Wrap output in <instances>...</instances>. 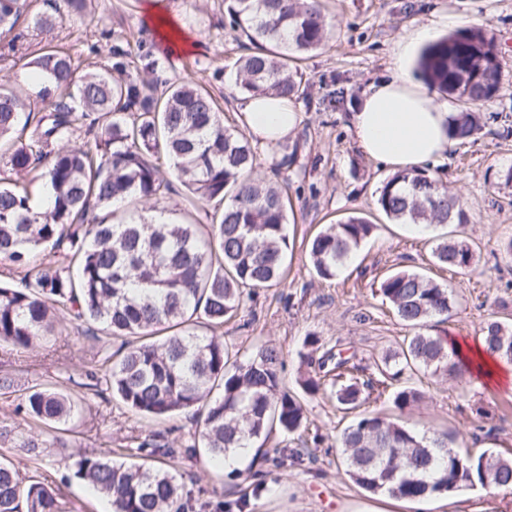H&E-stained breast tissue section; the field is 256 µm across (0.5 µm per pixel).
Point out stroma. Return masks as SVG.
<instances>
[{
  "label": "stroma",
  "mask_w": 512,
  "mask_h": 512,
  "mask_svg": "<svg viewBox=\"0 0 512 512\" xmlns=\"http://www.w3.org/2000/svg\"><path fill=\"white\" fill-rule=\"evenodd\" d=\"M151 3L158 11L176 14L196 43L192 52L179 57L154 46L162 79L206 87L225 125L237 126L241 95L234 89L233 75L244 40L228 28L224 0H90L83 16L57 14L55 27L42 39L69 52L81 71L93 70L111 62L113 46L134 47L149 40L145 9ZM323 8L332 34L324 47L300 55L297 62L310 80V99L301 102L302 121L287 139L288 144H302L303 150L282 182L293 210L285 273L277 285L256 289L252 300L220 330L225 348L242 358L261 345H276L284 357V384L294 392L308 334L319 336L325 348L366 376L387 352L399 348L410 330L378 291L384 276L397 270L422 272L451 289L455 304L447 321L433 325L432 335L471 341L481 336L488 321L512 322V256L503 250L512 240V182L504 180L512 168V0H323ZM484 23L497 35L499 91L477 108L481 131L455 142L447 159L430 167L449 193L462 198L468 221L395 223L377 204L390 172L359 151L351 114L369 86L389 75L393 47L401 36L428 25L437 40L463 26ZM129 206L144 213L158 206L172 221L202 225L215 209L211 202L189 205L181 186L161 203L135 199ZM350 216L366 218L375 230L335 278L322 279L311 264L309 244L328 225ZM441 235L475 248L469 269L451 273L435 263L431 250ZM120 346L117 338L86 336L64 312L54 332L35 348L19 352L0 344V372L14 380L11 392L0 395V426L11 429L15 438L0 446V453L24 482L52 484L61 512L110 508L105 497L73 477L70 457L113 447L119 451L118 461L140 464L147 457L139 445L155 434L181 448L176 457L161 460V467L176 473L197 502H223L226 512H512V494L480 488L462 491L445 503L437 498L404 502L363 491L336 456L337 438L353 416L338 409L326 391L301 398L308 428L304 442L272 428L253 465L269 490L245 497L243 483L229 478L220 464L185 453V446L194 442L189 416L149 419L86 387L99 349ZM413 384L422 398L404 413L407 425L454 434L464 451H512V390L430 373L414 376ZM38 388L64 392L77 403L70 421L46 425L16 416L26 393ZM34 434L49 443L37 460L16 446ZM284 446L299 448L300 460L285 467L265 460V452Z\"/></svg>",
  "instance_id": "obj_1"
}]
</instances>
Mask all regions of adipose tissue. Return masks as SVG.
Instances as JSON below:
<instances>
[{"label": "adipose tissue", "instance_id": "adipose-tissue-1", "mask_svg": "<svg viewBox=\"0 0 512 512\" xmlns=\"http://www.w3.org/2000/svg\"><path fill=\"white\" fill-rule=\"evenodd\" d=\"M431 36L419 27L396 42L389 79L371 85L351 116L354 141L362 154L397 170L420 168L445 160L453 143L456 114L415 83L405 67L414 44ZM238 119L260 147L271 150L300 123L298 104L271 96H249L240 103ZM469 372L484 385H512V365L489 353L484 340L451 337Z\"/></svg>", "mask_w": 512, "mask_h": 512}]
</instances>
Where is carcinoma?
<instances>
[{
  "mask_svg": "<svg viewBox=\"0 0 512 512\" xmlns=\"http://www.w3.org/2000/svg\"><path fill=\"white\" fill-rule=\"evenodd\" d=\"M224 5L230 27L247 40L235 89L246 96L305 98L309 80L293 63L329 39L320 0ZM22 20L40 33L55 25L53 14L33 9V0H0L1 48H14ZM419 67L430 85L463 105L453 138L473 136L479 118L472 107L492 100L499 89L493 29L465 26L428 44ZM22 68L44 81L39 97L51 110L29 125L30 100L0 84V142H12L0 164L19 174L38 172L48 202L41 205L24 183L0 184V259L25 267L32 253L49 245L65 263H49L15 286H0V343L33 348L53 331L59 310L125 339L87 374L89 389L158 420L190 414L201 449L218 462L267 436L275 423L287 435L302 434L304 407L282 384L281 351L264 345L232 362L218 336L254 290L282 278L289 249L288 199L279 183L254 176L257 153L248 139L224 125V113L204 87L186 81L158 92L159 61L141 45L135 53L113 47L112 64L83 75L73 57L48 45L30 52ZM78 132L88 140L53 149ZM162 156L169 161L168 178ZM173 179L190 192L192 205L224 202L208 237L195 224L165 220L162 210L157 217L111 222L114 203L157 200ZM378 205L403 224L468 222L461 200L427 169L395 173L380 188ZM374 229L350 217L320 232L310 245L317 275L334 278ZM432 255L456 270L475 260L469 244L447 239ZM379 291L413 334L382 359L379 379L346 377V361L329 350L317 355L320 338L308 334L302 358L313 370L298 381L305 394L314 396L329 384L341 409L354 410L390 388L393 406L402 412L421 399L419 390L405 385L408 377L468 373L457 350L429 333L430 322L446 321L455 304L448 288L402 270L384 277ZM202 317L210 336L194 332V320ZM484 337L491 353L512 361V323L492 320ZM19 409L47 424L70 419L77 404L62 393L36 390ZM139 447L163 458L180 452L155 437ZM338 452L350 479L374 495L412 502L487 485L512 491L511 454L488 449L461 455L448 433L432 435L373 411L344 428ZM114 454L82 453L73 462L74 476L110 499L112 512H189L190 499L175 475L119 463ZM0 512H59L57 494L44 482L24 484L0 460Z\"/></svg>",
  "mask_w": 512,
  "mask_h": 512,
  "instance_id": "obj_1",
  "label": "carcinoma"
}]
</instances>
